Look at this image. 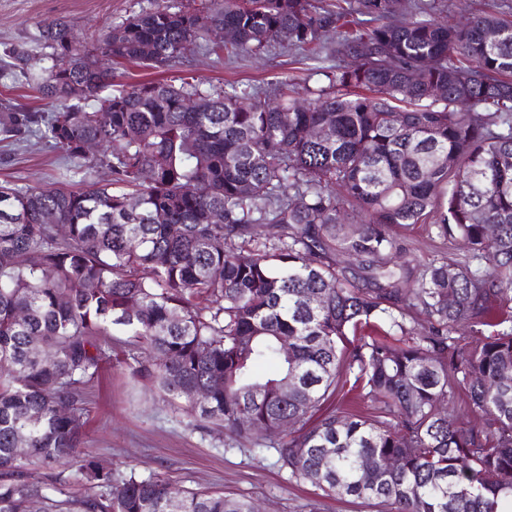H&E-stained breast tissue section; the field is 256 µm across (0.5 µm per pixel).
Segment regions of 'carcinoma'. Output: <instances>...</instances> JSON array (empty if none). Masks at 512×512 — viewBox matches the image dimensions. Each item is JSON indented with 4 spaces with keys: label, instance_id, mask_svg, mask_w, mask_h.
Instances as JSON below:
<instances>
[{
    "label": "carcinoma",
    "instance_id": "carcinoma-1",
    "mask_svg": "<svg viewBox=\"0 0 512 512\" xmlns=\"http://www.w3.org/2000/svg\"><path fill=\"white\" fill-rule=\"evenodd\" d=\"M42 38L28 81L52 111L9 112L0 134L69 169L57 187L0 185V512H254L100 468L84 389L107 365L236 445L275 449L321 497L512 512V18L449 23L425 0H207L158 3L89 45L62 20ZM281 45L342 60L302 92L292 78L270 93L147 79L104 94L123 61ZM416 226L467 250L415 269L400 231ZM114 331L126 340L107 350ZM55 467L88 493L32 477Z\"/></svg>",
    "mask_w": 512,
    "mask_h": 512
}]
</instances>
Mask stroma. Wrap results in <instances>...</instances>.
Instances as JSON below:
<instances>
[{"instance_id": "35a3bbf8", "label": "stroma", "mask_w": 512, "mask_h": 512, "mask_svg": "<svg viewBox=\"0 0 512 512\" xmlns=\"http://www.w3.org/2000/svg\"><path fill=\"white\" fill-rule=\"evenodd\" d=\"M153 5L154 0H0V50L24 46L29 52L28 69L34 71L43 64L44 21L65 20L79 37L88 38ZM314 66L301 52L281 47L230 62L199 50L159 69L130 63L114 66L112 82L176 81L193 76L209 88L268 90L284 77L315 85L320 77ZM24 72L0 76V111L46 110L45 101L29 88ZM63 163L60 153L44 144L0 140V183L52 187L60 179ZM86 399L90 415L85 445L94 449L104 466L139 476L155 474L179 489L219 490L252 501L256 512H297L298 506L310 502L316 503L318 512H376L360 499L316 498L310 484L289 481L287 471L276 463L274 449L259 453L247 446L229 447L223 428L196 427L181 407L122 372L105 369L100 380L87 387Z\"/></svg>"}]
</instances>
